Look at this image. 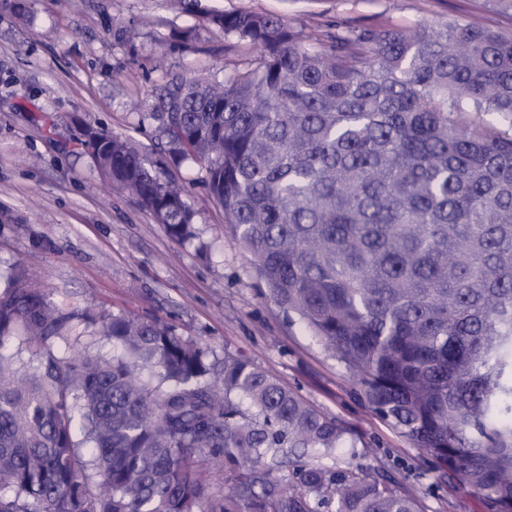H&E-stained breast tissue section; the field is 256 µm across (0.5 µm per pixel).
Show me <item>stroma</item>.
Masks as SVG:
<instances>
[{
	"instance_id": "35a3bbf8",
	"label": "stroma",
	"mask_w": 512,
	"mask_h": 512,
	"mask_svg": "<svg viewBox=\"0 0 512 512\" xmlns=\"http://www.w3.org/2000/svg\"><path fill=\"white\" fill-rule=\"evenodd\" d=\"M0 2V291L13 266L91 317L155 321L207 347L215 365L241 354L321 412L351 426L362 464L414 490L422 512H491L470 479L373 415L345 369L269 300L248 254L207 194L204 167L172 166L190 191L195 237L172 239L80 145L77 123L146 148L163 140L155 93L175 75L223 78L248 44L225 39L171 0ZM216 12L284 17L304 35L336 27L471 21L512 37L502 0H201ZM194 30L191 40L181 34Z\"/></svg>"
}]
</instances>
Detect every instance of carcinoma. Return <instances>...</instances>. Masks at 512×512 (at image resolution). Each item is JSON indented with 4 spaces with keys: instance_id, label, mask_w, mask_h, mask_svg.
I'll return each instance as SVG.
<instances>
[{
    "instance_id": "1",
    "label": "carcinoma",
    "mask_w": 512,
    "mask_h": 512,
    "mask_svg": "<svg viewBox=\"0 0 512 512\" xmlns=\"http://www.w3.org/2000/svg\"><path fill=\"white\" fill-rule=\"evenodd\" d=\"M199 17L254 54L222 80L167 81L159 155L98 129L97 167L185 242L194 211L169 162L203 164L269 298L443 476L512 512V133L470 118L512 124V38L453 20L310 39L272 14ZM81 321L122 353L58 350ZM18 331L37 365L0 354V512H419L348 426L242 356L217 370L172 327L95 320L20 269L0 346ZM210 458L222 495L198 479Z\"/></svg>"
}]
</instances>
